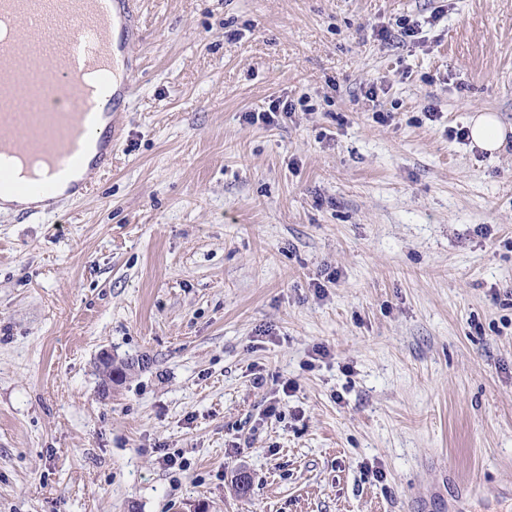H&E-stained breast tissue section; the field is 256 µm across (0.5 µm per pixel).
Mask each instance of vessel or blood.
Wrapping results in <instances>:
<instances>
[{"label":"vessel or blood","mask_w":512,"mask_h":512,"mask_svg":"<svg viewBox=\"0 0 512 512\" xmlns=\"http://www.w3.org/2000/svg\"><path fill=\"white\" fill-rule=\"evenodd\" d=\"M140 7L141 0H0V14L12 16L20 26L50 16L72 21L56 33L63 48L40 86L49 106L37 116L27 111L30 96L25 90L31 72L41 68L31 50V34H17L0 46V155L38 156L51 173L47 179L23 180L0 165V198L25 200L26 216L55 212L62 201L60 181L71 171L111 172L112 152L124 135L117 108L130 97L140 68L130 51L141 39ZM88 69L97 72L111 98L113 110L104 124L79 82Z\"/></svg>","instance_id":"vessel-or-blood-1"}]
</instances>
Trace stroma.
I'll return each instance as SVG.
<instances>
[{
  "instance_id": "obj_1",
  "label": "stroma",
  "mask_w": 512,
  "mask_h": 512,
  "mask_svg": "<svg viewBox=\"0 0 512 512\" xmlns=\"http://www.w3.org/2000/svg\"><path fill=\"white\" fill-rule=\"evenodd\" d=\"M139 24L111 173L0 217V512H512V149L448 135L512 127V0ZM470 138L480 150L494 155L510 146L508 134L512 128L503 125L492 112H476L470 119Z\"/></svg>"
}]
</instances>
